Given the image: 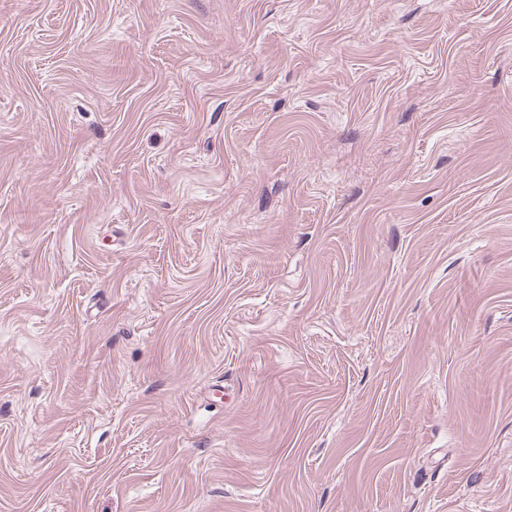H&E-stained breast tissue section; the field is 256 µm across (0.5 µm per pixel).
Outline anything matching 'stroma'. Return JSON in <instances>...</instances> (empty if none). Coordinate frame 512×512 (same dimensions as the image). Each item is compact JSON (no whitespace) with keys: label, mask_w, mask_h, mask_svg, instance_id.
<instances>
[{"label":"stroma","mask_w":512,"mask_h":512,"mask_svg":"<svg viewBox=\"0 0 512 512\" xmlns=\"http://www.w3.org/2000/svg\"><path fill=\"white\" fill-rule=\"evenodd\" d=\"M0 512H512V0H0Z\"/></svg>","instance_id":"obj_1"}]
</instances>
